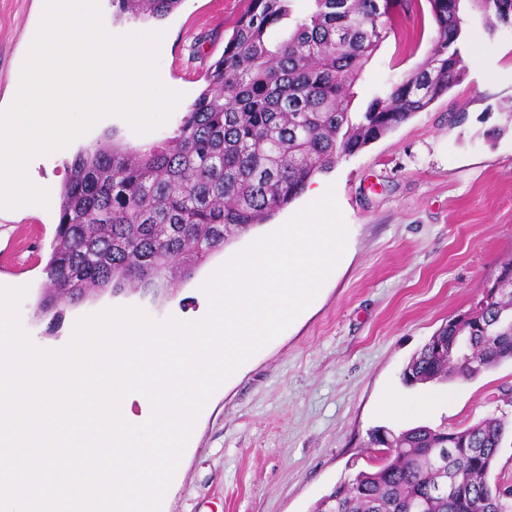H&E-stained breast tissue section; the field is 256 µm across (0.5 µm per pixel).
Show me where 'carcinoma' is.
<instances>
[{"label":"carcinoma","instance_id":"obj_1","mask_svg":"<svg viewBox=\"0 0 512 512\" xmlns=\"http://www.w3.org/2000/svg\"><path fill=\"white\" fill-rule=\"evenodd\" d=\"M249 0L224 53L205 73L174 135L136 151L103 141L74 157L59 194V219L43 268L39 307L50 312L90 291L127 288L153 295L185 278L224 243L298 198L318 173L427 109L461 79L458 41L462 0H428L437 38L427 58L402 79L376 86L361 112L351 111L366 64L388 37L393 13L410 0ZM119 12L162 18L181 0H113ZM492 26H512V0H470ZM512 262L463 320L451 318L406 365L413 386L471 378L507 358L512 345ZM466 338L452 365L437 352ZM447 456L452 479H439L433 445L448 429L415 426L390 436L397 448L373 471L348 477L313 512H504L512 488L489 473L507 433L502 418L456 430Z\"/></svg>","mask_w":512,"mask_h":512}]
</instances>
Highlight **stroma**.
I'll list each match as a JSON object with an SVG mask.
<instances>
[{"instance_id": "35a3bbf8", "label": "stroma", "mask_w": 512, "mask_h": 512, "mask_svg": "<svg viewBox=\"0 0 512 512\" xmlns=\"http://www.w3.org/2000/svg\"><path fill=\"white\" fill-rule=\"evenodd\" d=\"M100 5L106 28L164 30L160 77L183 98L149 134H135L112 116L80 142L35 158L34 181L56 191L80 147L110 138L145 149L173 136L247 0H182L159 20L117 15L111 0ZM41 13L42 0H0V109L11 103L13 75ZM436 34L427 0L398 11L393 34L355 86L354 109L366 106L379 83L419 66ZM459 48L467 68L447 95L318 174L334 185L349 226V261L314 310L213 394L162 512H311L349 475L379 466L370 434L385 425L375 412L380 396L403 389L411 358L449 318L471 309L512 258V27L490 31L481 17L468 15ZM58 218L55 203L37 217L0 215V250L11 237L38 240L10 273H0V282L27 285L22 326L45 349L65 346L78 318L108 307L137 306L157 320L203 318L204 281L225 256L268 230L260 224L233 238L192 279L173 278L162 296L90 292L80 304L63 305L62 322L51 331L36 305ZM427 390L450 394L426 418L430 427L454 430L492 417L512 422V361Z\"/></svg>"}]
</instances>
